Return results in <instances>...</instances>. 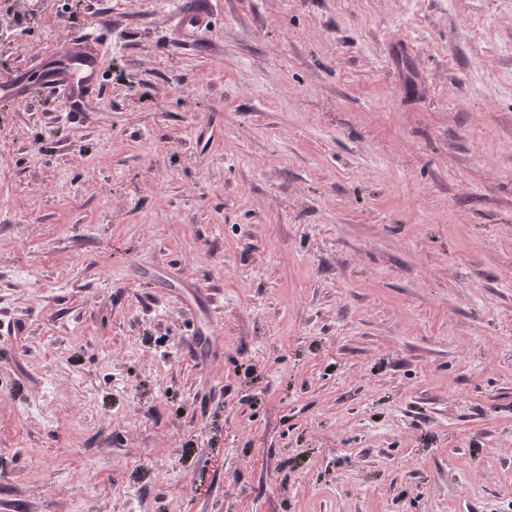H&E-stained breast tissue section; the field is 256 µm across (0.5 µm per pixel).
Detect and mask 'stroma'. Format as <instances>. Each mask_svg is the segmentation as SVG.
<instances>
[{"label": "stroma", "instance_id": "stroma-1", "mask_svg": "<svg viewBox=\"0 0 512 512\" xmlns=\"http://www.w3.org/2000/svg\"><path fill=\"white\" fill-rule=\"evenodd\" d=\"M0 0V512H512V0ZM55 52L72 60L73 65L47 83L30 85L25 95L55 97L66 105V112H84L83 99L98 95L96 71L105 57V49L91 33H83L60 43Z\"/></svg>", "mask_w": 512, "mask_h": 512}]
</instances>
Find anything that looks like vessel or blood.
Here are the masks:
<instances>
[{"label":"vessel or blood","instance_id":"1","mask_svg":"<svg viewBox=\"0 0 512 512\" xmlns=\"http://www.w3.org/2000/svg\"><path fill=\"white\" fill-rule=\"evenodd\" d=\"M56 51L72 60V67L49 82L29 86L28 93L39 97L52 96L61 99L67 111H82L83 100L100 92L96 71L105 56V49L93 34L83 33L60 43Z\"/></svg>","mask_w":512,"mask_h":512}]
</instances>
